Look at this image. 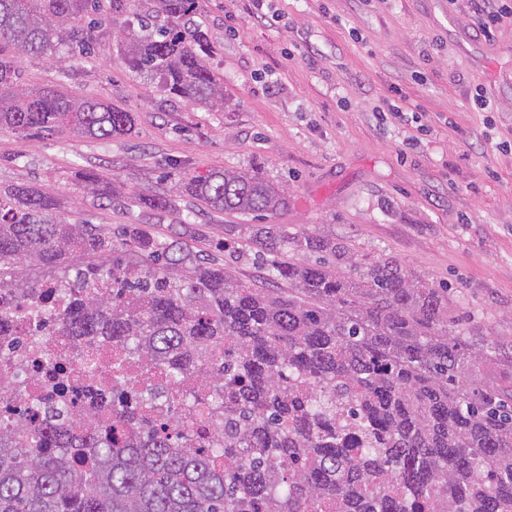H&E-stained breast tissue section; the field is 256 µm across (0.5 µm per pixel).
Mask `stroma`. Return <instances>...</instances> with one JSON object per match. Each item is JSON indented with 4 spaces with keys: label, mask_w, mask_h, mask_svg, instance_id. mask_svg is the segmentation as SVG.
Returning a JSON list of instances; mask_svg holds the SVG:
<instances>
[{
    "label": "stroma",
    "mask_w": 512,
    "mask_h": 512,
    "mask_svg": "<svg viewBox=\"0 0 512 512\" xmlns=\"http://www.w3.org/2000/svg\"><path fill=\"white\" fill-rule=\"evenodd\" d=\"M272 9L260 18L248 0H199L194 20L224 79L226 103L213 108L132 71L112 0H102L91 56L24 58L22 84L116 104L133 112L134 134L0 131V186L39 185L61 199L67 223L144 228L264 286L268 269L251 247L261 219L179 189L212 168L256 172L288 192L273 224L343 243L361 267L396 257L447 289L468 341L512 349V21L487 40L468 0H274ZM479 90L492 111L475 109ZM396 95L426 128L415 144L375 117ZM85 170L109 178L115 205L82 187ZM155 194L168 210L142 205Z\"/></svg>",
    "instance_id": "35a3bbf8"
}]
</instances>
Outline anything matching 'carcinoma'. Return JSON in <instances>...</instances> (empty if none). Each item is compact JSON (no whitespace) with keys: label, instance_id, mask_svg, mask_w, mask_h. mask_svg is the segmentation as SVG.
<instances>
[{"label":"carcinoma","instance_id":"carcinoma-1","mask_svg":"<svg viewBox=\"0 0 512 512\" xmlns=\"http://www.w3.org/2000/svg\"><path fill=\"white\" fill-rule=\"evenodd\" d=\"M137 30L112 19L129 66L163 76L169 94L224 106V79L194 26L197 0H152ZM101 0H0V129L93 139L132 134L133 113L112 103L21 85V60L60 47L91 53ZM162 14L167 21H154ZM82 185L107 201L94 170ZM220 212L271 217L288 195L259 174L209 170L182 183ZM58 199L36 184L0 191V337L11 306L50 312L77 350L119 347L113 396L84 391L108 422L73 430L61 396L41 417L19 413L0 431V512H512V380L478 377L496 361L448 318V294L384 255L356 276L293 251L345 255L333 240L290 238L270 224L252 238L286 288H258L221 264L133 228L140 256L116 255L112 234L54 219ZM160 365L205 384L224 423L205 445L169 400L131 366Z\"/></svg>","mask_w":512,"mask_h":512}]
</instances>
